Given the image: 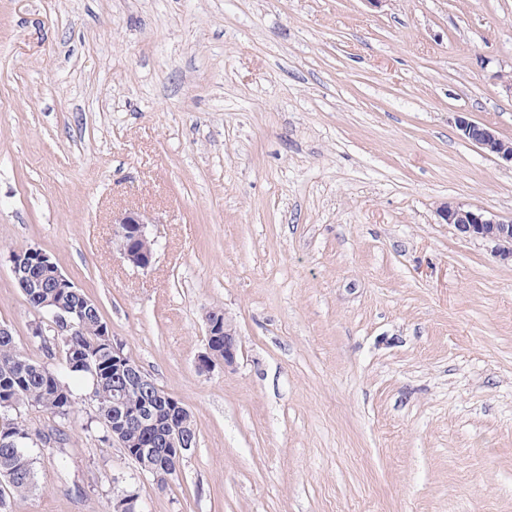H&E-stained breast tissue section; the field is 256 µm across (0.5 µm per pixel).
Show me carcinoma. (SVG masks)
<instances>
[{
  "instance_id": "1",
  "label": "carcinoma",
  "mask_w": 512,
  "mask_h": 512,
  "mask_svg": "<svg viewBox=\"0 0 512 512\" xmlns=\"http://www.w3.org/2000/svg\"><path fill=\"white\" fill-rule=\"evenodd\" d=\"M22 293L33 307L48 310L57 315L72 305L59 299L54 288H24ZM103 318L99 308L89 307L77 331L70 332L60 320H55L59 329L58 339L63 351L85 354L98 365L100 378L91 384V399L96 403L100 424L107 438H112V347L100 345L99 324ZM88 377L90 373L81 369L60 365L55 369L35 362L25 356L16 345L14 336L7 328L0 332V418L8 422L10 433L0 435V481L5 489L0 490V510L5 503V494L22 495L36 489L33 459L28 453L32 438L21 420L23 410L29 407L42 408L61 420L73 413L72 391L63 375ZM149 416L167 418L170 410L165 394L152 397L145 407ZM195 434L194 420L187 410L179 408L172 422L165 424L161 434ZM173 445H157L149 461L135 458L139 465H148L156 475L172 476L176 471L177 454Z\"/></svg>"
}]
</instances>
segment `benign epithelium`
Returning <instances> with one entry per match:
<instances>
[{
  "instance_id": "obj_1",
  "label": "benign epithelium",
  "mask_w": 512,
  "mask_h": 512,
  "mask_svg": "<svg viewBox=\"0 0 512 512\" xmlns=\"http://www.w3.org/2000/svg\"><path fill=\"white\" fill-rule=\"evenodd\" d=\"M459 130L470 143L478 147L487 156L495 157L512 163V141L501 137L496 131L485 124L474 122L463 115L456 118ZM441 219L458 232L481 238L496 244L501 256L512 258V220L504 221L481 209H472L461 204L448 203L440 210ZM116 237L120 250L126 260L134 267L142 270L150 269L156 258V240L148 231L149 221L137 211H127L115 219ZM41 268L51 287L59 289L63 296L68 297L78 292V287L62 273L52 257L36 247H28V253L17 251L11 266L12 274L27 268ZM207 341L224 339V357L217 359L213 349L206 347V352L199 358L198 368L207 371L218 360L224 365L235 363L237 355L236 331L232 321L223 311L213 310L206 315ZM112 438L117 439L130 424H139L158 436L157 421L146 416L139 407L126 401L131 389H137L144 395H152L161 387L146 373L139 364L126 360V352L121 344L112 345Z\"/></svg>"
}]
</instances>
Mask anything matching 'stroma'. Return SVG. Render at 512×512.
Wrapping results in <instances>:
<instances>
[{
  "label": "stroma",
  "mask_w": 512,
  "mask_h": 512,
  "mask_svg": "<svg viewBox=\"0 0 512 512\" xmlns=\"http://www.w3.org/2000/svg\"><path fill=\"white\" fill-rule=\"evenodd\" d=\"M510 69L512 0H0V325L59 365L9 262L43 249L197 428L158 489L71 380L6 512H512V262L439 216L512 218L456 125L512 139ZM112 223L117 224L115 235L124 258L136 268L150 269L156 258V240L149 234L146 217L130 210ZM207 347L206 352L199 358L198 368L207 371L216 361H222L224 366H232L237 355L236 331L232 321L223 311L213 310L206 315ZM224 339V349L219 347V355L223 358H215L211 348L212 339Z\"/></svg>",
  "instance_id": "stroma-1"
}]
</instances>
